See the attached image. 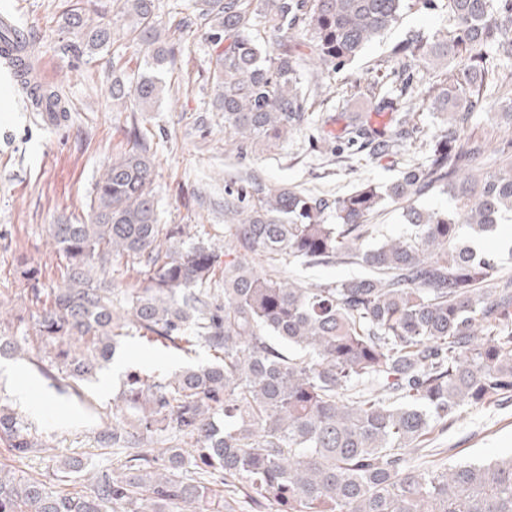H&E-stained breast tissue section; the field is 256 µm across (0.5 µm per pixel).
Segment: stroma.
<instances>
[{
    "mask_svg": "<svg viewBox=\"0 0 512 512\" xmlns=\"http://www.w3.org/2000/svg\"><path fill=\"white\" fill-rule=\"evenodd\" d=\"M96 21L113 22L120 0H0V12L19 18L36 45L37 69L45 86L58 90L70 116L46 125L28 103L7 66L0 64V335L17 339L24 354L15 360L16 377L0 376V405L22 415L30 432L47 440L48 452L19 459L0 444V468L16 475L53 479L66 456L83 459L98 471L118 470L120 449L102 447L100 434L112 420L113 399L127 372L164 375L208 360L203 348L186 353L147 342L138 333L122 339L113 363L104 368L111 390L99 381L73 384L55 378L47 349L32 334L31 316L50 305L65 261L50 242L51 225L84 219L86 202L103 168L130 147L140 133L154 167L153 192L160 223L177 224L209 245L224 246V188L257 180L267 187L288 186L333 200L361 179L386 183L398 169L367 153L336 162L332 144L321 134L330 116L369 112L364 99L345 100L344 81L365 79L375 60L409 33H430L447 23L440 11L419 10L371 42L330 79L305 128L271 151L239 156L228 150L224 115L213 105V54L201 25V0H155L160 21L179 14L190 24L174 59L159 74L163 97L156 109L139 112L112 102V59L122 56L128 72L143 70L144 53L126 39L89 52L80 34L64 27L72 6ZM30 399H21L20 389ZM512 454V405L469 409L427 448L436 465Z\"/></svg>",
    "mask_w": 512,
    "mask_h": 512,
    "instance_id": "35a3bbf8",
    "label": "stroma"
}]
</instances>
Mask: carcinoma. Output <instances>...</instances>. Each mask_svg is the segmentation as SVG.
<instances>
[{
    "label": "carcinoma",
    "mask_w": 512,
    "mask_h": 512,
    "mask_svg": "<svg viewBox=\"0 0 512 512\" xmlns=\"http://www.w3.org/2000/svg\"><path fill=\"white\" fill-rule=\"evenodd\" d=\"M121 2L123 34L150 69L164 68L187 22L159 21L155 0ZM415 8L446 12L448 26L409 35L369 80L345 88L391 113L395 131L366 112H339L325 132L338 159L354 146L396 163L408 146L423 149L395 180L363 181L333 201L254 181L227 193L221 256L158 223L152 162L136 137L94 184L87 221L51 225L66 264L52 306L32 320L59 373L92 378L131 331L165 347L202 346L212 360L163 377L126 374L102 433L123 450L122 472L95 476L78 458L62 460V472L92 481L80 494L0 470V512H213L204 477L238 481L253 512H512V454L446 467L407 458L464 410L512 401V271L501 252L469 244L512 218V137L487 170L463 136L490 108L489 54L512 58V0H203L199 19L211 31L214 107L242 155L311 120L316 94L300 60L329 78ZM259 17L274 36L265 44L253 32ZM66 28L91 52L114 42L111 24L78 8ZM464 52L474 64L431 77ZM26 89L34 108L66 111L57 95ZM162 93L148 73L112 79V103L131 98L141 112ZM417 97L440 124L421 120ZM432 192L452 208L417 205ZM390 201L406 203L405 230L379 241L367 220ZM116 256L136 260L147 280L120 307L92 276ZM285 258L364 272L284 279ZM0 441L20 458L46 450L7 408Z\"/></svg>",
    "instance_id": "obj_1"
}]
</instances>
